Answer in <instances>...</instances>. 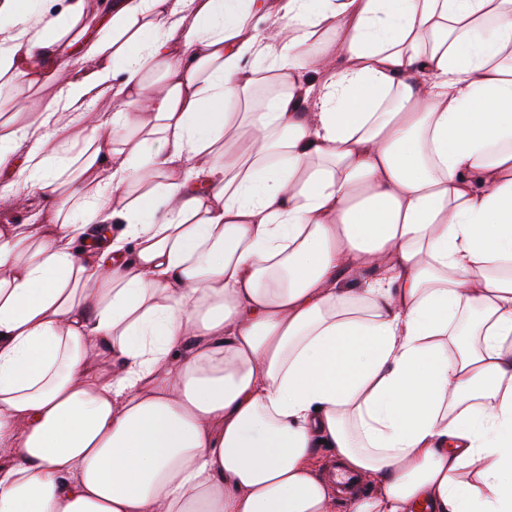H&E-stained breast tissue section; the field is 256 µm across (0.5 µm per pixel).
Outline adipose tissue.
<instances>
[{
    "instance_id": "ef3b65f1",
    "label": "adipose tissue",
    "mask_w": 512,
    "mask_h": 512,
    "mask_svg": "<svg viewBox=\"0 0 512 512\" xmlns=\"http://www.w3.org/2000/svg\"><path fill=\"white\" fill-rule=\"evenodd\" d=\"M0 512H512V0H0ZM108 100V112L91 111Z\"/></svg>"
}]
</instances>
